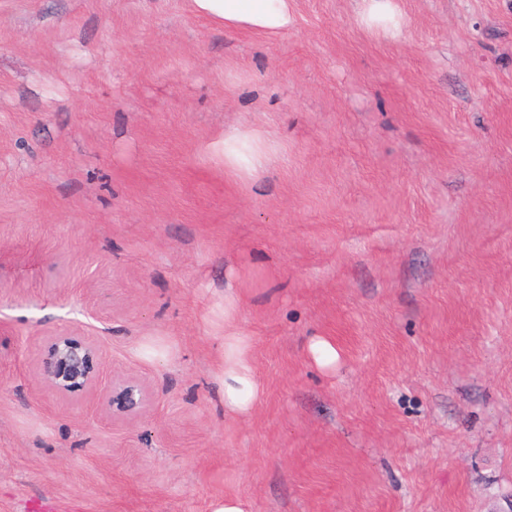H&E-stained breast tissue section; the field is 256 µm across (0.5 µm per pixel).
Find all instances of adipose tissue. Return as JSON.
Listing matches in <instances>:
<instances>
[{"label":"adipose tissue","mask_w":512,"mask_h":512,"mask_svg":"<svg viewBox=\"0 0 512 512\" xmlns=\"http://www.w3.org/2000/svg\"><path fill=\"white\" fill-rule=\"evenodd\" d=\"M194 11L229 30L278 36L294 24L293 0H192ZM361 25L369 32L397 38L402 33V15L396 0H360ZM268 147L260 134L240 129L224 133V166L235 174L251 177L262 168ZM237 298L224 291L223 356L217 378L224 390V411L248 415L260 399L261 387L251 365L249 337L237 331Z\"/></svg>","instance_id":"obj_1"}]
</instances>
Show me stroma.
I'll list each match as a JSON object with an SVG mask.
<instances>
[{"instance_id":"1","label":"stroma","mask_w":512,"mask_h":512,"mask_svg":"<svg viewBox=\"0 0 512 512\" xmlns=\"http://www.w3.org/2000/svg\"><path fill=\"white\" fill-rule=\"evenodd\" d=\"M357 3L265 38L189 0H0V512H512V0H397L396 39ZM230 127L269 148L253 180ZM54 336L146 415L40 383ZM268 147L260 134L240 129L224 131V168L253 177L263 167ZM237 298L232 288L224 289V336L222 361L217 379L224 390V412L232 416H246L260 399L261 387L251 365L249 336L237 331ZM309 350L313 359L319 365L332 368L336 365V348L325 339H315L309 345ZM107 403L112 408V416L130 417L140 415L148 404L146 391L138 384L127 383L112 389V398Z\"/></svg>"}]
</instances>
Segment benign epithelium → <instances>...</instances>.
<instances>
[{"label":"benign epithelium","instance_id":"obj_1","mask_svg":"<svg viewBox=\"0 0 512 512\" xmlns=\"http://www.w3.org/2000/svg\"><path fill=\"white\" fill-rule=\"evenodd\" d=\"M98 358V346L86 338L57 336L42 361L39 379L63 395L93 389L98 384ZM148 401L147 393L140 385L127 383L112 390L107 403L112 408V415L130 417L141 414Z\"/></svg>","mask_w":512,"mask_h":512}]
</instances>
